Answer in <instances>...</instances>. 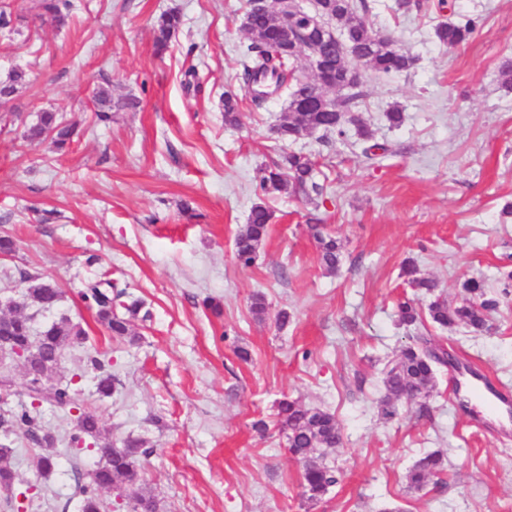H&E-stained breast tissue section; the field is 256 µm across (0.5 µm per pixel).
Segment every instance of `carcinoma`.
Returning a JSON list of instances; mask_svg holds the SVG:
<instances>
[{"label":"carcinoma","instance_id":"1","mask_svg":"<svg viewBox=\"0 0 512 512\" xmlns=\"http://www.w3.org/2000/svg\"><path fill=\"white\" fill-rule=\"evenodd\" d=\"M330 17L336 34L347 51L336 50L324 62L322 74H313V80L305 81L296 75L295 62L303 57L299 52H289L287 48L302 38L300 30L287 34L279 25V7L270 3L267 10L256 12L251 9L245 15L251 21L242 28L250 36L251 43L242 61L244 86H249L261 75L276 77L280 90L287 93V103L280 123L276 127L277 138L294 144L302 131H321L323 137L335 138L337 142L347 140L348 127L356 128L358 139L366 142L371 133L356 115L357 107L364 98L361 80L350 78L352 55L363 58V66L379 73L400 72L413 65V59L395 47L394 40L372 31L366 24L363 14L368 11L367 0H318ZM71 7L68 0H43L45 14L54 22H65L63 10ZM180 25V15L167 11L160 15L155 29L154 46L156 52L164 53ZM474 22H440L434 32L440 43L455 47L462 44L473 32ZM26 83V72L20 68L11 69L5 78L0 79V106L9 103ZM346 91L336 99L335 107L325 111L316 106L302 107V103L314 98L315 91ZM93 105L98 120L106 122L113 107L134 109L137 102L127 100L113 102L109 90L99 87L93 95ZM224 124H240L239 100L232 91L224 92ZM74 136V128L61 121L54 112H43L36 123L27 127L22 135L24 142L41 143L47 139L58 150L64 149ZM260 190L263 194L285 193L289 195H321L324 185L316 181L314 162L301 151H288L282 156V163L267 170L261 177ZM273 214L267 206L256 204L252 207L248 222L236 237V258L245 266L252 264L260 245L266 238ZM309 230L314 238L321 264L334 271L340 262L338 241L325 233L324 225L311 224ZM404 273L412 287L432 294L437 288L435 281L419 276L414 261H409ZM29 283L27 299L44 310L55 307L61 298L54 281L42 275H23ZM464 297L456 304L448 299L436 297L428 306L432 323L441 328L463 325L474 333L488 329V317L498 307V301L487 295L483 280L474 277L465 279L460 285ZM87 307L93 310L111 335L123 337L130 334L131 321L138 317L142 304L137 300H124L125 293L112 291L107 280L90 282L81 293ZM124 310L119 315L118 310ZM399 324L410 327L421 322V310L415 301L407 296L396 302ZM33 337L30 317L11 314L0 317V344L7 343L25 346ZM41 346L31 354L29 363L41 368L42 379H48L58 367L55 351L82 344L87 338L86 330L67 317L47 324L38 334ZM448 363L447 352L432 345L425 336H414L412 342L388 360L383 369L385 394L381 400L383 413L393 417L397 409L395 400L412 403L430 392L438 366ZM96 374V391L100 397H109L115 389V377L102 363L91 360ZM29 397L38 403H49L66 408L73 403L72 381L59 383L47 390L43 384L29 388ZM39 412L35 408L22 405L7 413L0 414V430L5 433L23 436L36 444L53 443V437L40 435ZM279 422L286 430L289 453L303 461L301 486L304 496L310 501H319L329 488L337 484L336 470L310 458L311 453L320 449L326 456L343 445L342 429L336 416L327 410L308 408L296 400L284 399L278 404ZM103 431L102 421L96 411L84 409L78 416V428L71 435V443L81 445L84 438H98ZM105 463L96 469L95 477L85 482L77 481L81 495L80 512H104V504L99 497L102 489L114 485H125L132 490V512H157L155 497L139 486L143 457L148 450L138 439H128L118 448L105 445L99 448ZM443 455L431 452L422 457L407 472L409 488L421 490L431 479L443 472Z\"/></svg>","mask_w":512,"mask_h":512}]
</instances>
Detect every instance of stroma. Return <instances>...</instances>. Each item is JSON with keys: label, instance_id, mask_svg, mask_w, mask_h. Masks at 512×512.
<instances>
[{"label": "stroma", "instance_id": "obj_1", "mask_svg": "<svg viewBox=\"0 0 512 512\" xmlns=\"http://www.w3.org/2000/svg\"><path fill=\"white\" fill-rule=\"evenodd\" d=\"M64 24L42 0H0V76L25 69L28 82L0 111V232L18 242L0 255V313L12 304L34 331L69 317L87 331L65 353L55 379L73 380L76 405L95 408L100 445L143 441L141 472L159 512H512V418L449 393L456 372L439 368L425 399L383 415L382 368L411 331L394 303L414 259L437 293L457 303L468 277L499 302L480 335L430 327L455 359L469 356L512 388V89L500 70L512 60V0H448L404 12L398 0H369L365 16L415 59L406 72L363 70L358 116L385 154L369 160L347 143L312 134L297 147L325 177L322 196H264L262 172L288 146L274 132L286 104L240 102V124H224L221 97L240 91L249 43L248 0H72ZM183 24L163 56L154 25L166 10ZM472 19L463 45L441 44L434 27ZM137 108L98 121V86ZM401 126L386 119L392 107ZM58 113L76 135L64 152L24 143L40 111ZM273 213L270 234L248 266L235 238L254 204ZM321 218L341 245L336 271L320 263L306 222ZM53 279L61 299L48 311L24 303L21 273ZM108 279L150 317L110 336L80 297ZM269 306L251 311L255 294ZM289 314L286 324L278 312ZM111 361L112 396L96 393L90 357ZM334 413L344 444L328 459L339 481L318 503L303 495L302 465L277 423L282 398ZM42 448L0 436L12 454L11 501L0 512H78L74 475L104 464L98 447L77 451L72 412L42 405ZM267 424L258 431L257 421ZM446 458L422 490L405 475L425 454ZM56 468L37 472L41 455Z\"/></svg>", "mask_w": 512, "mask_h": 512}]
</instances>
